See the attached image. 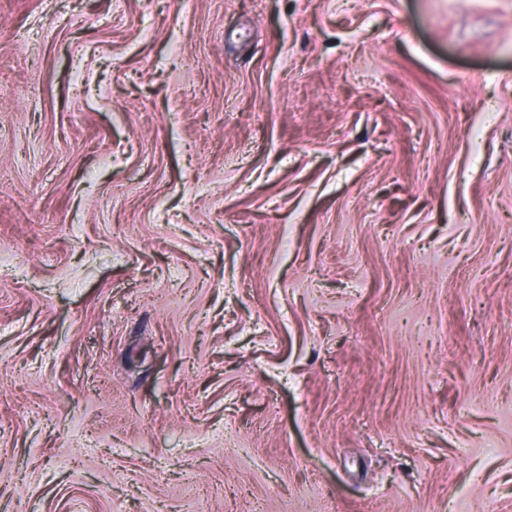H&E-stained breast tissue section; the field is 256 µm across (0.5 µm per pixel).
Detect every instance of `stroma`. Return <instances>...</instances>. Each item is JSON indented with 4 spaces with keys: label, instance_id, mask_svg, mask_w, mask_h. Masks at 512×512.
<instances>
[{
    "label": "stroma",
    "instance_id": "stroma-1",
    "mask_svg": "<svg viewBox=\"0 0 512 512\" xmlns=\"http://www.w3.org/2000/svg\"><path fill=\"white\" fill-rule=\"evenodd\" d=\"M0 512H512V0H0Z\"/></svg>",
    "mask_w": 512,
    "mask_h": 512
}]
</instances>
